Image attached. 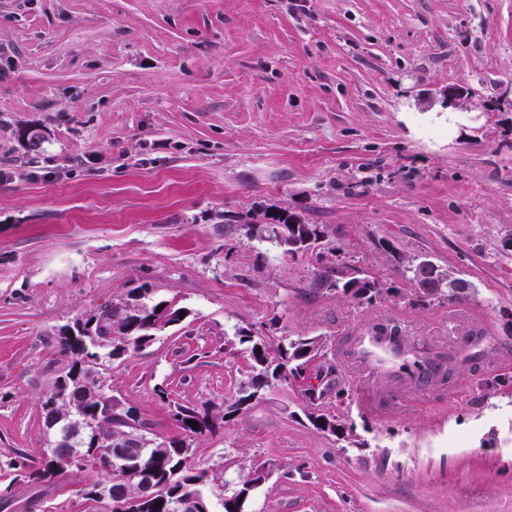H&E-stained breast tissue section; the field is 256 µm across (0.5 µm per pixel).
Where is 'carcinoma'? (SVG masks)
I'll return each instance as SVG.
<instances>
[{
  "label": "carcinoma",
  "mask_w": 512,
  "mask_h": 512,
  "mask_svg": "<svg viewBox=\"0 0 512 512\" xmlns=\"http://www.w3.org/2000/svg\"><path fill=\"white\" fill-rule=\"evenodd\" d=\"M241 230L250 241L283 242L286 253L292 257L314 250L324 239L322 225L304 224L290 216L278 219L276 224H244ZM422 260L421 256L409 259L403 275L423 296L454 302L463 288L471 285L465 279L454 278L432 293L427 291L423 281L417 279ZM311 285L349 295L360 304H372L384 295L377 279L360 270L350 272L343 266L327 264L322 257L311 271ZM181 312V308L155 300L152 288L144 282L131 289L125 299L77 317L59 329L53 361L65 363V368L40 403L46 433L53 434L54 439L49 441L42 459L11 463L21 481L49 483L74 470L90 468L98 478L86 485L83 499L98 503L99 494L110 479L109 512H176L177 505L186 498L194 500L196 512H212L206 488L216 481L217 475L194 462L192 437L218 432L227 416L248 410L250 403L264 392L305 378L310 365L324 355V345L317 338L257 336L250 328L237 329L235 336L239 344L246 346L248 354L249 392L226 410L212 404L173 405L171 415L183 431L182 436L155 441L129 464L116 468L112 449L119 447L135 428L140 412L112 396L104 374L110 369L111 360L143 348L159 332L181 323ZM420 355L429 368L426 377L439 376L446 357L424 350ZM330 391L329 386L318 391L306 389L311 409L305 417L315 429L346 440L351 427L340 416L319 406V400ZM191 420L198 422L197 427H191ZM105 433L112 435L110 446L99 440ZM72 453L77 457L75 465L66 462ZM144 477L152 483L147 494L140 490ZM267 477L264 469L251 468L241 487L221 499L222 512H244L251 491Z\"/></svg>",
  "instance_id": "obj_1"
}]
</instances>
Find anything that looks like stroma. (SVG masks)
Here are the masks:
<instances>
[{
	"mask_svg": "<svg viewBox=\"0 0 512 512\" xmlns=\"http://www.w3.org/2000/svg\"><path fill=\"white\" fill-rule=\"evenodd\" d=\"M451 84L469 104L443 108ZM509 89L512 0H0V512L83 507L87 473L31 485L9 463L46 446L59 327L139 281L187 312L111 362L155 437L178 432L171 402L247 388L236 328L327 344L322 406L350 444L308 423L304 384L272 389L195 436L212 503L263 463L249 512H512V107L470 122ZM280 209L386 295L316 290L314 256L236 234ZM421 254L475 295L417 297ZM381 325L390 368L339 357ZM476 333L482 357L423 377L417 351Z\"/></svg>",
	"mask_w": 512,
	"mask_h": 512,
	"instance_id": "stroma-1",
	"label": "stroma"
}]
</instances>
